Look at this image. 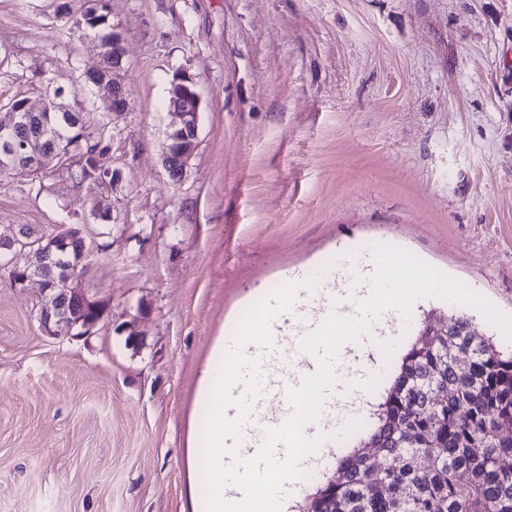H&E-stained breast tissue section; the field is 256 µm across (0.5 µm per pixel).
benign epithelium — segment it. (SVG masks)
<instances>
[{
  "label": "benign epithelium",
  "instance_id": "1",
  "mask_svg": "<svg viewBox=\"0 0 512 512\" xmlns=\"http://www.w3.org/2000/svg\"><path fill=\"white\" fill-rule=\"evenodd\" d=\"M188 79L194 86L188 99L190 106L182 108L171 106L170 111L177 117L174 127H183L191 119V116H199L202 109L200 92L195 90L196 78L187 72L177 73V81ZM93 94L100 101L105 111L114 116L122 114L125 106V92L121 84H106L98 82L93 84ZM65 91L61 87L54 89L42 99L40 105L35 106L29 99H24L19 105H0V170L3 172H15L31 168L46 169L56 160L59 152L60 138L58 126L72 124V109L64 103ZM194 150L165 151L164 165L174 177L181 176L189 161L193 157ZM21 234H16L9 242L0 244V267L8 271V276L13 286L23 287L27 282L37 279L41 282L43 295L57 296L61 301H67L82 295L79 288L61 290L58 288L59 280L56 277L45 275L43 267L45 262L22 269L15 265L9 258L8 252L21 244ZM102 314L94 312L87 317L74 321H68L57 315L51 309L42 312L41 325L45 332L52 335H70L75 330L80 334L90 331Z\"/></svg>",
  "mask_w": 512,
  "mask_h": 512
}]
</instances>
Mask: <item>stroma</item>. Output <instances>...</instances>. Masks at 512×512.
I'll use <instances>...</instances> for the list:
<instances>
[{"label":"stroma","mask_w":512,"mask_h":512,"mask_svg":"<svg viewBox=\"0 0 512 512\" xmlns=\"http://www.w3.org/2000/svg\"><path fill=\"white\" fill-rule=\"evenodd\" d=\"M59 0H0V104L44 77L112 128L115 183L59 167L0 177V234L85 227L78 279L104 314L91 334L47 335L38 283L0 270V512H187L195 405L218 337L284 276L305 321L358 290L394 243L392 291L414 268L427 296L374 324L384 364H346L381 396L426 321L461 307L512 351V0H108L123 38V114L85 78L93 32ZM202 95L196 151L163 164L175 72ZM112 208L105 223L96 201Z\"/></svg>","instance_id":"stroma-1"}]
</instances>
